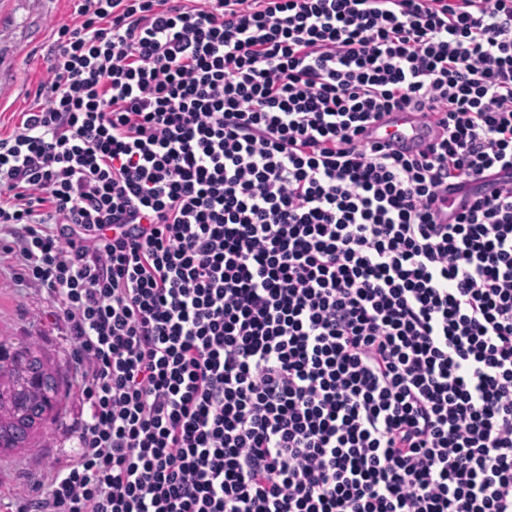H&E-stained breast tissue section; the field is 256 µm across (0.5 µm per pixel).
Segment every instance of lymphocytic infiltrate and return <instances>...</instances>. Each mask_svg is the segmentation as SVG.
Listing matches in <instances>:
<instances>
[{
	"label": "lymphocytic infiltrate",
	"instance_id": "lymphocytic-infiltrate-1",
	"mask_svg": "<svg viewBox=\"0 0 512 512\" xmlns=\"http://www.w3.org/2000/svg\"><path fill=\"white\" fill-rule=\"evenodd\" d=\"M76 13L0 231L89 416L15 512H512V0ZM394 132H398L400 137L399 141L396 139L393 140L395 145L407 144L408 146L414 147L422 138H425L427 130L404 117L398 120L397 126H381L374 128L371 138L384 140L389 138L388 134Z\"/></svg>",
	"mask_w": 512,
	"mask_h": 512
}]
</instances>
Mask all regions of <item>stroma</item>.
<instances>
[{
    "mask_svg": "<svg viewBox=\"0 0 512 512\" xmlns=\"http://www.w3.org/2000/svg\"><path fill=\"white\" fill-rule=\"evenodd\" d=\"M77 0H0V138L19 129L22 112L38 104L58 31L75 26ZM45 288L19 261V241L0 233V339L35 344L56 370L63 401L31 447L0 454V512L22 492L45 487L51 467L76 452L74 426L83 406L75 395L78 357L64 322H53Z\"/></svg>",
    "mask_w": 512,
    "mask_h": 512,
    "instance_id": "35a3bbf8",
    "label": "stroma"
}]
</instances>
